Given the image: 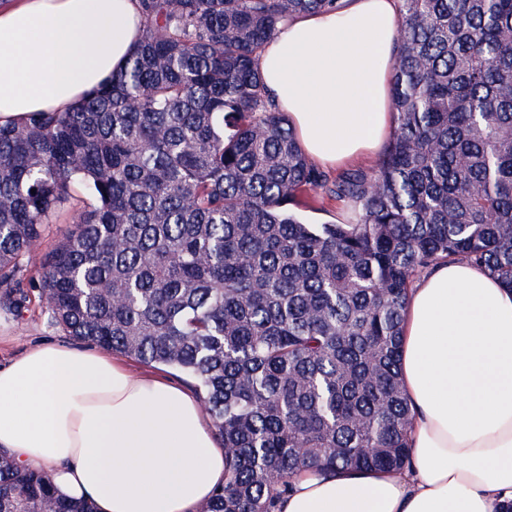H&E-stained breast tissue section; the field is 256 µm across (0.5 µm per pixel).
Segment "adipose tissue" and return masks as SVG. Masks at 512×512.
Returning <instances> with one entry per match:
<instances>
[{
	"label": "adipose tissue",
	"instance_id": "1",
	"mask_svg": "<svg viewBox=\"0 0 512 512\" xmlns=\"http://www.w3.org/2000/svg\"><path fill=\"white\" fill-rule=\"evenodd\" d=\"M400 0H345L280 25L259 57L306 155L333 167L376 152ZM139 0H0V124L64 112L120 72L142 39ZM401 378L403 471H300L280 512H504L512 504V289L463 261L410 289ZM0 449L47 470L97 512H199L224 484L197 395L110 352L46 343L0 367Z\"/></svg>",
	"mask_w": 512,
	"mask_h": 512
}]
</instances>
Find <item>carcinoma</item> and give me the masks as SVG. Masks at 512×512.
Returning <instances> with one entry per match:
<instances>
[{
  "mask_svg": "<svg viewBox=\"0 0 512 512\" xmlns=\"http://www.w3.org/2000/svg\"><path fill=\"white\" fill-rule=\"evenodd\" d=\"M127 65L66 112L0 125V310L195 380L225 449L202 512H276L302 469L399 471L410 288L467 261L512 288V0H401L396 131L334 178L259 51L343 0H140ZM350 223L299 213L319 192ZM73 230L42 251L51 217ZM0 512H94L0 451Z\"/></svg>",
  "mask_w": 512,
  "mask_h": 512,
  "instance_id": "1",
  "label": "carcinoma"
}]
</instances>
